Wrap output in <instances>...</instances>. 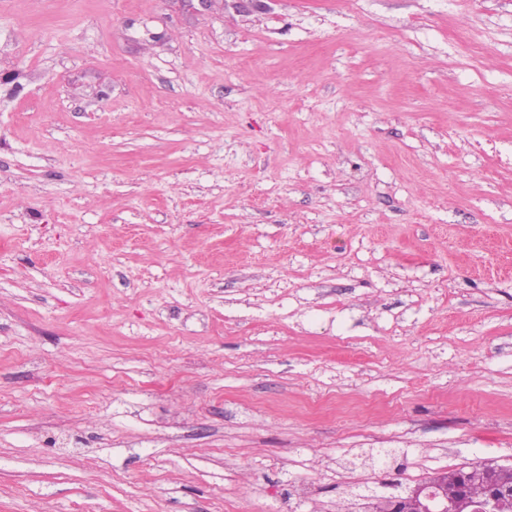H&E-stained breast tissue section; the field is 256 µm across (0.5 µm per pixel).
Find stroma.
Returning <instances> with one entry per match:
<instances>
[{"label": "stroma", "instance_id": "1", "mask_svg": "<svg viewBox=\"0 0 512 512\" xmlns=\"http://www.w3.org/2000/svg\"><path fill=\"white\" fill-rule=\"evenodd\" d=\"M487 460L512 0H0V512H342Z\"/></svg>", "mask_w": 512, "mask_h": 512}]
</instances>
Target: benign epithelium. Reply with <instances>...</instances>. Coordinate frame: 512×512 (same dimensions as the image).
<instances>
[{
    "mask_svg": "<svg viewBox=\"0 0 512 512\" xmlns=\"http://www.w3.org/2000/svg\"><path fill=\"white\" fill-rule=\"evenodd\" d=\"M502 466L489 461H482L461 472L459 482L462 495L450 502L440 493V478L435 474L422 485L400 489L401 496L392 500L391 512H400L402 501L412 502L414 512H491V508L500 505V497L512 493V485L506 487L496 473ZM485 481L487 496L476 501L467 495L468 487L479 481Z\"/></svg>",
    "mask_w": 512,
    "mask_h": 512,
    "instance_id": "benign-epithelium-1",
    "label": "benign epithelium"
}]
</instances>
